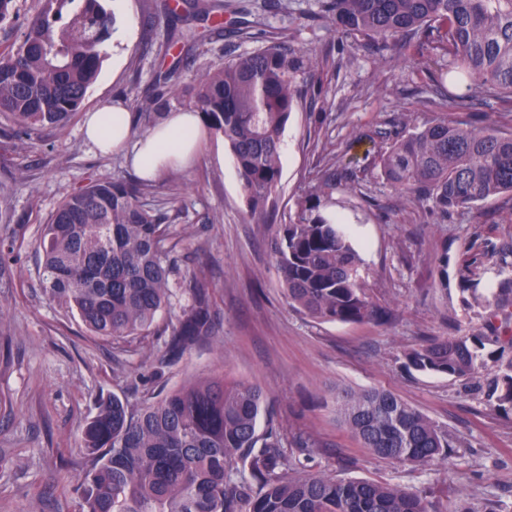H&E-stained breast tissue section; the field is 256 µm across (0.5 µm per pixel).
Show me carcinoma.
I'll return each mask as SVG.
<instances>
[{"mask_svg": "<svg viewBox=\"0 0 512 512\" xmlns=\"http://www.w3.org/2000/svg\"><path fill=\"white\" fill-rule=\"evenodd\" d=\"M33 18L22 42L0 49V113L30 129L57 128L79 112L94 83L112 16L100 0L62 27ZM316 17L338 34H358L384 48L419 33L442 60L430 76L440 104L460 112L473 96L512 112V0H319ZM317 61L283 43L211 66L173 99L201 114L233 155L251 216L272 223L281 175V132ZM169 102L139 108L154 125ZM380 170L401 202L422 200L443 214L512 195V134L444 118L399 134ZM336 172L314 197L274 226L271 251L288 301L327 322L360 323L378 314L366 293L362 260L343 225L320 212ZM140 184L90 182L67 195L43 224L38 275L50 302L75 313L94 336L124 338L150 330L172 296L175 269L164 217L144 208ZM192 298L172 331L176 355L213 336V301L205 278L179 282ZM493 318L512 325V277L483 299ZM482 336H453L407 354L419 372L470 378L483 365ZM496 402L512 411V362L493 379ZM264 397L250 383L222 375L187 382L137 414L116 396L99 400L82 446L91 467L79 486L82 512H430L425 499L397 485L340 480L286 467L276 442L260 443ZM342 423L375 456L424 466L453 443L393 393L368 389L336 398ZM262 450L253 453L257 444ZM248 461L249 475L237 468Z\"/></svg>", "mask_w": 512, "mask_h": 512, "instance_id": "carcinoma-1", "label": "carcinoma"}]
</instances>
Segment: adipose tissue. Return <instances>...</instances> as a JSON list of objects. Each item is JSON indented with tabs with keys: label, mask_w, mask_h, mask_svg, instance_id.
Instances as JSON below:
<instances>
[{
	"label": "adipose tissue",
	"mask_w": 512,
	"mask_h": 512,
	"mask_svg": "<svg viewBox=\"0 0 512 512\" xmlns=\"http://www.w3.org/2000/svg\"><path fill=\"white\" fill-rule=\"evenodd\" d=\"M86 142L102 153L129 150L133 167L143 178L157 179L165 170L190 166L205 135L198 113L172 111L141 138H133L130 116L118 105L104 104L86 115Z\"/></svg>",
	"instance_id": "ef3b65f1"
}]
</instances>
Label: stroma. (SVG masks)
<instances>
[{"mask_svg": "<svg viewBox=\"0 0 512 512\" xmlns=\"http://www.w3.org/2000/svg\"><path fill=\"white\" fill-rule=\"evenodd\" d=\"M166 0H101L110 37L82 111L52 130L30 131L0 114V512H81L75 487L87 467L81 431L99 396L130 411L182 383L213 374L253 383L267 396L287 461L344 480L397 484L421 494L431 512H512V412L487 397L512 343L487 344L485 366L456 379L407 368L406 351L426 342L488 331L477 300L512 275V204L496 197L440 216L403 204L383 178L378 154L396 133L445 117L512 133V114L484 106L461 113L432 105L426 71L435 55L418 45L377 51L361 37L337 38L313 14L317 0H205L214 16L247 9L244 34L216 35L195 18L169 24ZM276 40L316 54L307 91L281 133L279 213L315 193L325 170L336 188L321 211L344 224L385 321L324 322L289 304L264 225L254 223L222 136L210 135L196 163L167 172L142 202L162 214L177 242L180 276L204 272L215 304L214 334L177 356L173 326L191 299L174 289L154 332L123 340L91 335L50 303L37 273L41 227L68 194L92 180H132L121 154L83 139L85 114L122 103L133 136L149 126L140 102L201 77L212 65ZM392 392L456 446L421 468L376 458L336 415L346 390ZM309 438L299 449L294 436Z\"/></svg>", "mask_w": 512, "mask_h": 512, "instance_id": "stroma-1", "label": "stroma"}]
</instances>
